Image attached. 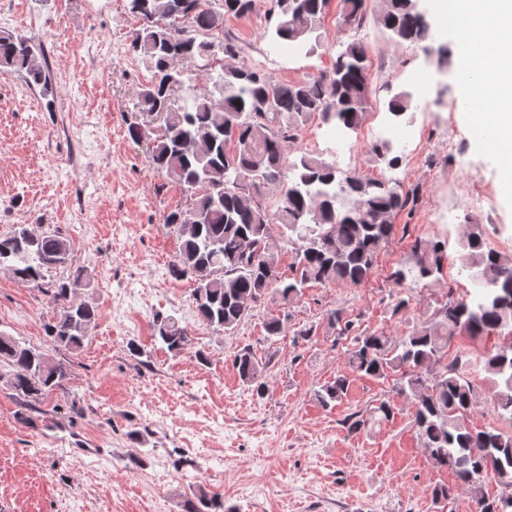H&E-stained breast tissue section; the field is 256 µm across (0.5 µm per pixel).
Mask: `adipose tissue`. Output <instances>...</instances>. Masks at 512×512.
<instances>
[{
    "label": "adipose tissue",
    "mask_w": 512,
    "mask_h": 512,
    "mask_svg": "<svg viewBox=\"0 0 512 512\" xmlns=\"http://www.w3.org/2000/svg\"><path fill=\"white\" fill-rule=\"evenodd\" d=\"M455 43L460 99L472 103V127L481 149L503 164L512 195V0H430Z\"/></svg>",
    "instance_id": "adipose-tissue-1"
}]
</instances>
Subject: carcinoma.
Wrapping results in <instances>:
<instances>
[{
    "label": "carcinoma",
    "mask_w": 512,
    "mask_h": 512,
    "mask_svg": "<svg viewBox=\"0 0 512 512\" xmlns=\"http://www.w3.org/2000/svg\"><path fill=\"white\" fill-rule=\"evenodd\" d=\"M253 0H221L219 8L201 0H129L139 21L130 48L150 73L136 94L130 137L138 141L140 122L157 124L147 142L149 160L173 179L189 198L186 208L164 219L180 242L170 273L193 281L192 300L200 319L230 334L268 299L281 309L300 300L310 283L359 285L371 275L378 253L389 244L390 218L406 208L409 197L380 178H361L341 170L320 155L289 159L288 145L299 139L301 125L317 117L346 130L359 128L370 99L367 50L352 40L343 45L328 74L315 80L279 83L259 68L236 64L240 48L224 34V15L251 12ZM341 20L363 24L366 0H344ZM328 0H271L275 41L309 45L320 28ZM376 13L395 43L431 49V25L420 15L418 0H377ZM224 63L216 65V50ZM25 74L28 83L53 93L41 46L0 30V74ZM411 108L400 94L387 102L399 118ZM379 162L398 164L392 145L372 147ZM278 197L276 210L264 196ZM279 235H273V226ZM294 254L292 274L282 271L283 245ZM465 264L478 268L471 299L450 300L405 336L363 332L352 339L348 365L352 372L378 379L394 378L392 392L413 404V427L421 447L436 468H449L470 487L475 512H512V492L488 498L485 478L497 470L512 472V432L475 430L465 417L477 404L474 381L458 362L445 361L448 342L459 333L488 335L512 328V258L484 249L483 232L468 225ZM413 264L393 273L395 284L407 277L430 279L448 262L447 243L417 239ZM72 246L60 233L37 234L24 224L0 236V269L32 285L53 305L45 324L55 347L77 351L97 319V307L75 301L91 278L78 267L65 281L47 274L72 263ZM288 313L263 321L266 340L286 330ZM155 335L173 353L191 344L186 328L171 316L156 317ZM233 364L241 381L257 396L269 392L267 364L249 347L236 352ZM0 379L20 397L39 401L62 388L65 365L48 351L0 333ZM484 370L503 387L497 406L512 415V348L490 353ZM351 378L339 373L314 391L327 407L347 394ZM387 420L394 404L385 400L369 417L353 415L348 429L364 430ZM183 512H232L224 498L199 486L183 496Z\"/></svg>",
    "instance_id": "cac0c4a2"
}]
</instances>
